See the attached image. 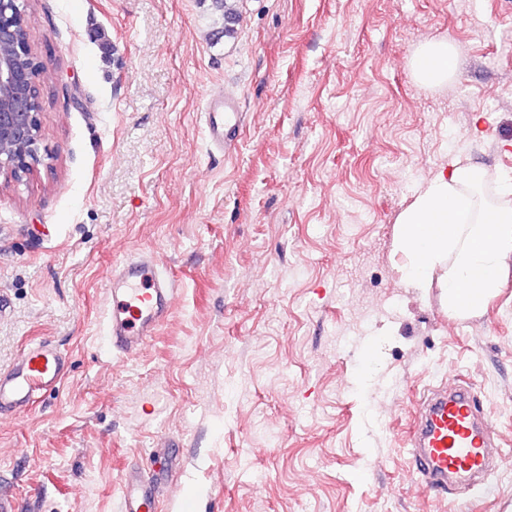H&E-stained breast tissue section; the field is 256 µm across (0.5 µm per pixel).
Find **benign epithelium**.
Masks as SVG:
<instances>
[{
    "instance_id": "7a95c632",
    "label": "benign epithelium",
    "mask_w": 512,
    "mask_h": 512,
    "mask_svg": "<svg viewBox=\"0 0 512 512\" xmlns=\"http://www.w3.org/2000/svg\"><path fill=\"white\" fill-rule=\"evenodd\" d=\"M27 0H0V43L15 52L0 54V178L21 182L38 161L41 140L39 85L43 66L34 56L26 19Z\"/></svg>"
}]
</instances>
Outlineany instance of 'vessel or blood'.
Listing matches in <instances>:
<instances>
[{"instance_id":"b4317fda","label":"vessel or blood","mask_w":512,"mask_h":512,"mask_svg":"<svg viewBox=\"0 0 512 512\" xmlns=\"http://www.w3.org/2000/svg\"><path fill=\"white\" fill-rule=\"evenodd\" d=\"M205 106L210 145L218 150L231 147L226 132L239 127L236 103L214 94ZM174 288L154 254L141 252L113 265L106 321L113 352L135 356L145 348L170 315ZM64 376L65 361L50 344L25 346L10 368L0 370V417L28 411ZM409 444L427 489L443 496L474 487L490 469L491 451L500 439L471 391L434 389L416 404ZM120 501L121 512H155L154 486L138 471H125Z\"/></svg>"}]
</instances>
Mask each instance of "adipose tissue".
<instances>
[{"label": "adipose tissue", "mask_w": 512, "mask_h": 512, "mask_svg": "<svg viewBox=\"0 0 512 512\" xmlns=\"http://www.w3.org/2000/svg\"><path fill=\"white\" fill-rule=\"evenodd\" d=\"M454 67V50L445 39L425 43L411 60L416 80L425 85L446 82ZM480 176L469 164L451 162L397 219V248L406 259L407 279L418 286L438 275L448 309L458 315L485 309L512 258V208L498 209L493 223H486L484 207L472 192ZM475 269L484 277L477 287H466Z\"/></svg>", "instance_id": "obj_1"}]
</instances>
